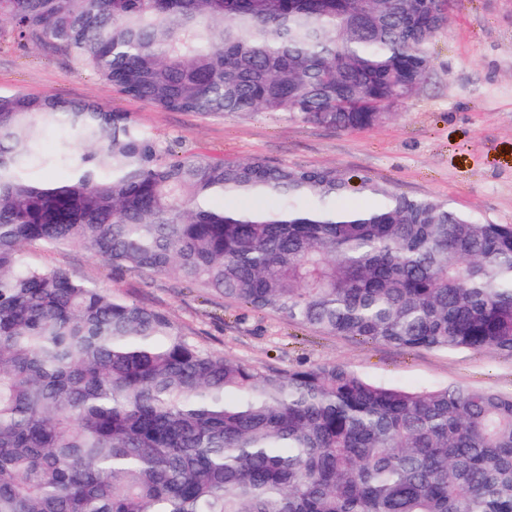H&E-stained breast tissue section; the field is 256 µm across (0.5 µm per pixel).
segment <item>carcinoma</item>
<instances>
[{"mask_svg":"<svg viewBox=\"0 0 512 512\" xmlns=\"http://www.w3.org/2000/svg\"><path fill=\"white\" fill-rule=\"evenodd\" d=\"M452 2L0 0V19L164 110L353 131L420 90ZM34 244L321 333L512 355V224L335 167L179 156L93 99L0 93V512H512V394L259 370L30 264Z\"/></svg>","mask_w":512,"mask_h":512,"instance_id":"cac0c4a2","label":"carcinoma"}]
</instances>
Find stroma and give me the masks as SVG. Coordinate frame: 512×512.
<instances>
[{
	"label": "stroma",
	"instance_id": "stroma-1",
	"mask_svg": "<svg viewBox=\"0 0 512 512\" xmlns=\"http://www.w3.org/2000/svg\"><path fill=\"white\" fill-rule=\"evenodd\" d=\"M423 88L379 126L338 131L280 115L201 117L133 99L62 56L0 33V91L93 99L133 113L175 154L261 157L300 167H336L414 197H436L479 220L512 224V0H455L448 28L430 47ZM37 266L77 277L165 312L211 350L256 368L339 364L407 390L447 385L512 393V356L405 350L322 335L257 314L174 275L112 269L84 249L31 246Z\"/></svg>",
	"mask_w": 512,
	"mask_h": 512
}]
</instances>
